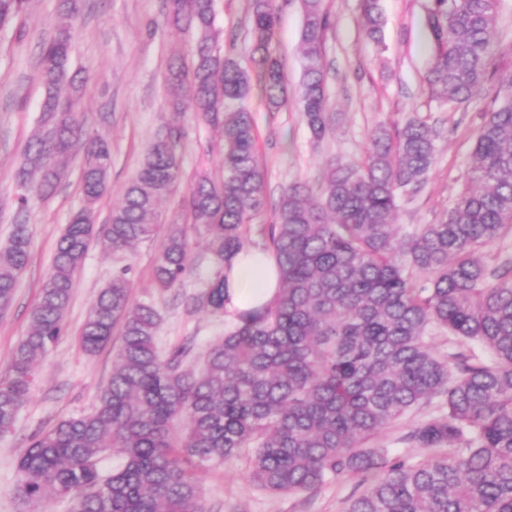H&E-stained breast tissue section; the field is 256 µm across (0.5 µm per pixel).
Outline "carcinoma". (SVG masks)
Segmentation results:
<instances>
[{
  "label": "carcinoma",
  "instance_id": "obj_1",
  "mask_svg": "<svg viewBox=\"0 0 512 512\" xmlns=\"http://www.w3.org/2000/svg\"><path fill=\"white\" fill-rule=\"evenodd\" d=\"M165 23L192 30L191 62L169 66L170 106L220 132L224 177L194 176L185 218L203 226L216 268L198 299L224 313V265L259 231L276 260L275 298L238 315L210 345L200 370L189 349L159 353V315L131 295L129 268L101 289L79 334L95 356L118 338L112 373L94 409L35 435L17 465L14 494L27 507L67 498L71 512H205L191 466L252 450L248 479L275 493H301L329 478L372 473L345 512H512V265H491L484 249L512 231V73L499 78L498 106L485 113L472 153L470 185L433 224L394 223L435 165L436 129L422 119L381 125L363 160H331L319 192L286 187L272 224L267 175L246 101L254 89L269 111L288 105V76L269 52L279 16L273 0H250L251 68L219 43L214 0H168ZM366 35L378 39L377 0H361ZM28 0H0V27ZM301 112L320 141L334 128L323 45L331 18L323 0H301ZM498 0H432L426 22L432 96L455 108L478 97L497 37ZM78 0H61L54 36L41 45L45 97L40 130L20 171L27 192L51 194L60 163L77 150L86 206L59 240L26 336L0 377V436L29 400L42 358L66 334L75 277L94 238L122 251L153 240L159 203L181 181V128L165 126L98 232L93 205L112 165L108 143L88 134L82 81L70 73ZM30 225H13L0 248V313L13 304L29 261ZM189 243L169 225L154 266L155 286L191 272ZM433 329L454 340L439 351ZM439 398L445 412L398 441L426 459L391 460L374 438L411 410ZM120 464L105 474L106 454Z\"/></svg>",
  "mask_w": 512,
  "mask_h": 512
}]
</instances>
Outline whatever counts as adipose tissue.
<instances>
[{"label":"adipose tissue","instance_id":"obj_1","mask_svg":"<svg viewBox=\"0 0 512 512\" xmlns=\"http://www.w3.org/2000/svg\"><path fill=\"white\" fill-rule=\"evenodd\" d=\"M227 300L224 311L228 319L239 312L269 302L277 292V275L265 252L253 249L240 254L224 270Z\"/></svg>","mask_w":512,"mask_h":512}]
</instances>
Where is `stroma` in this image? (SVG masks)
Instances as JSON below:
<instances>
[{"instance_id":"stroma-1","label":"stroma","mask_w":512,"mask_h":512,"mask_svg":"<svg viewBox=\"0 0 512 512\" xmlns=\"http://www.w3.org/2000/svg\"><path fill=\"white\" fill-rule=\"evenodd\" d=\"M430 0H378L381 40H369L362 29L360 0H325L332 26L324 42L328 70L327 94L335 114V132L316 142L298 107L289 99L281 111H269L259 93L248 100L257 131L259 158L268 176L270 201H277L288 184H318L327 160L362 158L375 128L400 125L420 118L438 127L436 163L424 187L402 203L398 223L436 222L454 203L469 179L475 131L482 115L492 108L496 83L481 96L450 112L433 101L426 74L431 44L426 27ZM280 16L278 36L271 51L283 63L289 87L302 73L299 51L300 0H275ZM58 0H29L22 25L0 28V246L13 224L31 228L30 261L19 277L11 310L0 317V370L7 366L15 346L29 329L30 311L49 274L56 246L65 226L83 206L84 153L73 154L62 166L50 196L31 193L25 212L17 210L18 173L26 146L37 132L43 86L39 80L40 46L54 34ZM249 0H215L216 29L221 39H234L247 54L245 20ZM164 0H79V14L71 41V68L87 82L82 110L90 134L111 143L112 168L108 189L97 204L95 222L109 224L113 207L125 185L137 173L152 139L172 116L165 75L174 58L189 59V33L163 27ZM498 41L489 69L495 75L512 72V0H499ZM182 128V179L161 204L163 224L181 222L188 185L199 171L222 179L224 168L217 133L197 123L191 113L179 118ZM185 232L193 246V268L179 287L162 291L153 284L159 241L134 250L112 252L91 243L79 271L66 312L67 333L42 359L38 383L19 413L14 430L0 437V512H21L13 493L17 463L34 434L59 420L89 413L97 390L112 372V351L86 356L78 336L98 291L113 274L131 267L132 296L153 303L160 315L157 346L169 353L191 343L190 367H198L208 347L224 334L223 317L188 306L187 297L200 295L213 275L201 226ZM423 407L409 412L377 438L391 458L423 460L418 448L398 438L412 426L434 416ZM246 455L206 467L198 480L206 512H343L348 500L367 483L356 474L332 478L323 485L296 494H275L248 482Z\"/></svg>"}]
</instances>
